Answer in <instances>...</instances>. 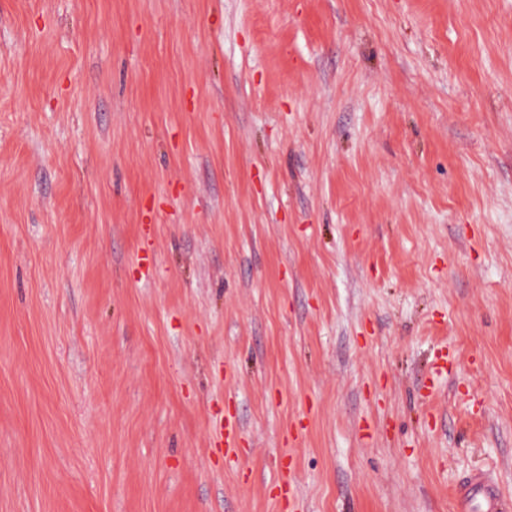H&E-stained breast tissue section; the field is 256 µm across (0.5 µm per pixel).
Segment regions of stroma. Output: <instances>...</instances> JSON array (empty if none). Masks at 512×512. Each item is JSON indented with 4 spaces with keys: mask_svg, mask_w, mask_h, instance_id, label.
Here are the masks:
<instances>
[{
    "mask_svg": "<svg viewBox=\"0 0 512 512\" xmlns=\"http://www.w3.org/2000/svg\"><path fill=\"white\" fill-rule=\"evenodd\" d=\"M476 469L512 496V0H0V512Z\"/></svg>",
    "mask_w": 512,
    "mask_h": 512,
    "instance_id": "stroma-1",
    "label": "stroma"
}]
</instances>
